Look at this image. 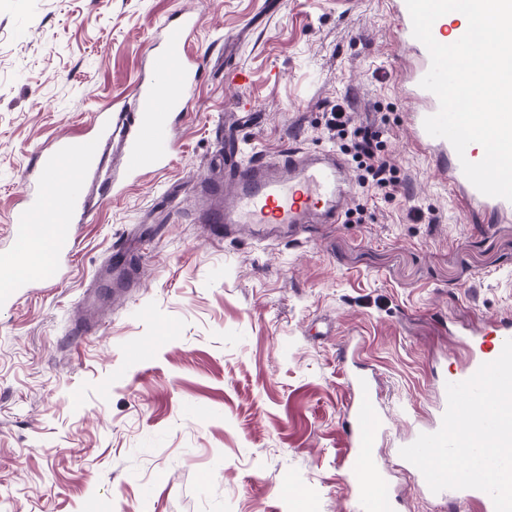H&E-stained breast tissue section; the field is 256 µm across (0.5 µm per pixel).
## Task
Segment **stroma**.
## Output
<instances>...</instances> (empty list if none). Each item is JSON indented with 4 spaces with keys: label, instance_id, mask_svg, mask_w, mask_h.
I'll use <instances>...</instances> for the list:
<instances>
[{
    "label": "stroma",
    "instance_id": "1",
    "mask_svg": "<svg viewBox=\"0 0 512 512\" xmlns=\"http://www.w3.org/2000/svg\"><path fill=\"white\" fill-rule=\"evenodd\" d=\"M186 12L207 66L171 163L123 181L71 254L0 304V512H359L343 432L356 368L386 414L393 512H474L430 495L399 450L468 357L455 329L512 316V218L483 231L415 146L386 0H0V253L37 150L129 103L159 26ZM338 104L378 135L393 195L357 187L351 140L324 123ZM231 119L242 161L335 153L360 221L212 239L198 187L224 178ZM129 234L144 252L113 250ZM116 260L134 287L94 300ZM83 316L95 332L73 335Z\"/></svg>",
    "mask_w": 512,
    "mask_h": 512
}]
</instances>
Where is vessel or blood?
<instances>
[{
    "mask_svg": "<svg viewBox=\"0 0 512 512\" xmlns=\"http://www.w3.org/2000/svg\"><path fill=\"white\" fill-rule=\"evenodd\" d=\"M389 12L400 46L417 57L415 68L404 78L417 101L410 115L415 143L428 151L449 186L462 189L467 204L484 211L489 222L512 217V201L483 195L463 173L462 160L480 161L483 150L472 144L460 156L449 141L426 132L425 118L439 109L437 97L420 85L430 68V56L412 34L405 0H389ZM195 28L196 20L191 15L163 24L149 71L135 89L134 111L115 112L108 107L97 110L92 138H63L42 154L41 176L25 185L22 204L11 218L14 248L0 254V262L8 266L6 275L0 277L1 302L14 300L33 278L32 271L25 266L26 246L43 242L57 257L71 251L75 225L86 222L90 214L81 201L80 190L104 141L121 134V166L130 177L146 175L170 162L172 115L191 111L204 68L203 62L193 59L188 50ZM234 157L232 142H225V179L217 190L223 201L210 216V223L222 226L228 233L246 224L252 235L262 240L285 233L298 234L308 224L340 223L347 186L344 165L337 156L294 148L272 157L260 155L243 165L236 164ZM510 338L512 319H496L491 331L475 339L467 362L450 374V381L470 378L482 363L495 360ZM351 382L361 393V400L346 424L351 445L357 450L355 465L361 475L378 477L382 471L375 461V436L383 428L384 418L366 379L355 375ZM442 495L451 501L477 504L479 512H495L491 497L481 490L446 489Z\"/></svg>",
    "mask_w": 512,
    "mask_h": 512,
    "instance_id": "1",
    "label": "vessel or blood"
}]
</instances>
